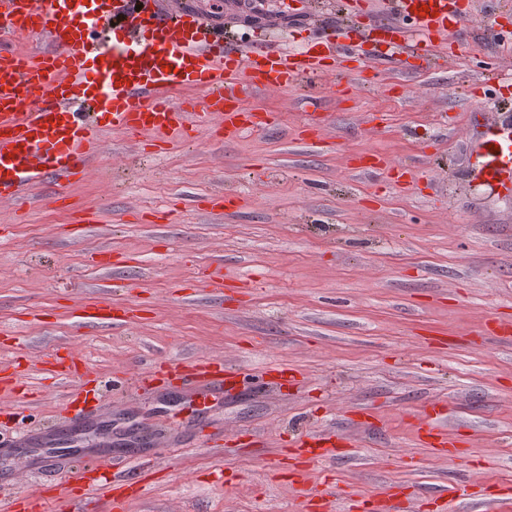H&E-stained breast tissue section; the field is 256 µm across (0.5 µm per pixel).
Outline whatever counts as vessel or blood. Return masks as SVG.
<instances>
[{
    "label": "vessel or blood",
    "instance_id": "b4317fda",
    "mask_svg": "<svg viewBox=\"0 0 512 512\" xmlns=\"http://www.w3.org/2000/svg\"><path fill=\"white\" fill-rule=\"evenodd\" d=\"M399 6L428 49L479 25L468 0H400ZM28 32L41 38L42 49H16ZM356 51V43L337 40L332 30L313 55L288 52L274 41L231 45L216 19L185 0L172 8L160 0H0V203L27 201L48 179L63 188L82 180L92 147L108 131L137 139L204 128L233 139L264 127L265 117L241 107L242 97L302 81L316 84ZM475 127L476 178L512 198V128L485 119ZM75 316L81 328L126 321L125 309L105 297L81 305ZM38 365L60 380L77 369L69 355L44 357ZM234 377L223 360L208 358L185 362L181 381L203 403ZM62 405L79 416L96 408L86 388L67 392ZM416 436L431 454L452 463L463 458L444 408H433ZM351 446L342 435L301 434L289 448L293 473L299 477L325 459L348 455ZM97 467V478L81 468L54 467L44 491L21 495L10 508L81 512L94 497L123 512L151 465L142 463L133 478L111 473L107 460ZM462 497L474 501L478 494L448 485L438 497L441 512H454Z\"/></svg>",
    "mask_w": 512,
    "mask_h": 512
}]
</instances>
